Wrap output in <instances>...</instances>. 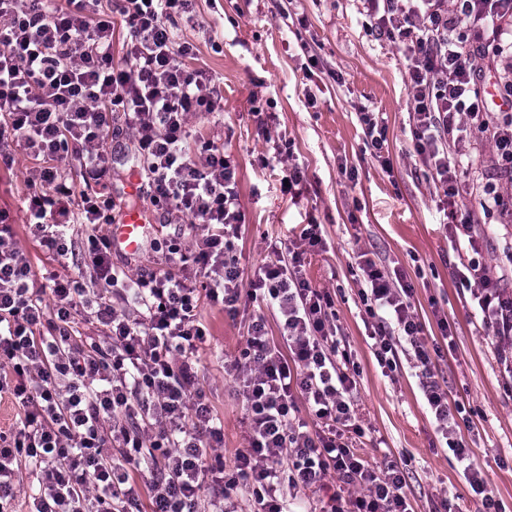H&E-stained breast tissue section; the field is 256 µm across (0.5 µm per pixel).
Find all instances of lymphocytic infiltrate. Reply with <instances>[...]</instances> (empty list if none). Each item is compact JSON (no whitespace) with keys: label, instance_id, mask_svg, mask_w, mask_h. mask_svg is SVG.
Returning <instances> with one entry per match:
<instances>
[{"label":"lymphocytic infiltrate","instance_id":"lymphocytic-infiltrate-1","mask_svg":"<svg viewBox=\"0 0 512 512\" xmlns=\"http://www.w3.org/2000/svg\"><path fill=\"white\" fill-rule=\"evenodd\" d=\"M378 29L404 50L413 112L412 142L450 205L449 218L467 239L458 272L470 289L499 360L512 370V289L492 271L474 231L480 216L512 222V112H495L488 96L512 102V76L484 81L485 65L512 57V0H363ZM191 0H120L116 15L102 0H0V162L14 145L39 159L25 200L29 235L56 257L75 251L74 227L108 224L112 201L98 186L108 171L105 130H131L144 164L141 195L203 227L194 248L175 238L160 267L129 275L112 263L109 237H88L89 280L49 275L47 295L18 246L10 216L0 212V397L21 416L0 431V508L9 505L21 460L36 468L30 512H138L148 490L152 512H237L248 490L254 512H287L284 487L336 488L323 512H408L404 479L378 468L355 447L363 434L354 404L356 382L336 358L329 291L303 275L308 249L321 245L318 225L243 282L235 241L244 216L236 166L213 141L187 149L189 115L221 111L215 79L192 68L189 43L171 28ZM128 32L127 66L112 56L115 25ZM494 151L479 178V210L456 208L464 188L450 145L470 131ZM76 159L85 183L77 190L61 163ZM365 312L373 319L375 356L396 370L394 336L413 347L426 404L457 458L446 393L434 381L432 356L410 286L398 285L364 259ZM135 299L134 311L121 309ZM236 313L262 302L283 322L282 343L253 317L233 367L244 383L247 446L232 470L216 454L224 430L197 397L194 355L206 341L202 301ZM100 328L74 346L76 315ZM52 322V336L38 335ZM319 421H298L300 404Z\"/></svg>","mask_w":512,"mask_h":512}]
</instances>
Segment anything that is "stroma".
<instances>
[{
  "label": "stroma",
  "instance_id": "stroma-1",
  "mask_svg": "<svg viewBox=\"0 0 512 512\" xmlns=\"http://www.w3.org/2000/svg\"><path fill=\"white\" fill-rule=\"evenodd\" d=\"M191 18L172 31L190 43L193 66L209 71L223 110L186 124L187 147L198 138L226 145L237 167L245 217L236 242L245 277L271 255V246L298 238L303 225H319L322 247L309 255L304 273L313 287L334 296L340 346L354 361L356 403L364 429L357 444L377 464L398 466L410 512H480L479 497L464 477L465 465L481 475L505 512H512V371L497 360L470 291L462 287L458 239L442 223L440 190L413 152L406 62L397 44L380 36L362 0H194ZM374 113L385 129L383 169L371 154L361 120ZM281 146L287 164L303 169L297 197L282 193L281 171L261 164ZM109 170L100 190L111 197L113 218L145 210L152 227L142 252L113 251L115 266L138 272L156 268L155 242L173 237L186 219L128 196L137 172L132 134L105 139ZM11 166L0 164V211L18 227V244L36 280L51 272L72 276L89 270L75 259L58 261L27 234L23 200L35 160L15 147ZM369 257L413 289L427 346L439 347L434 379L448 394L449 409L464 417L458 438L468 462L450 451L419 388L414 353L397 345L396 371L382 369L372 349V321L359 291L362 257ZM253 307L229 315L203 302L208 341L197 355V390L224 426L225 464L245 448L247 417L242 384L229 367L255 315ZM450 336H443L440 319Z\"/></svg>",
  "mask_w": 512,
  "mask_h": 512
}]
</instances>
